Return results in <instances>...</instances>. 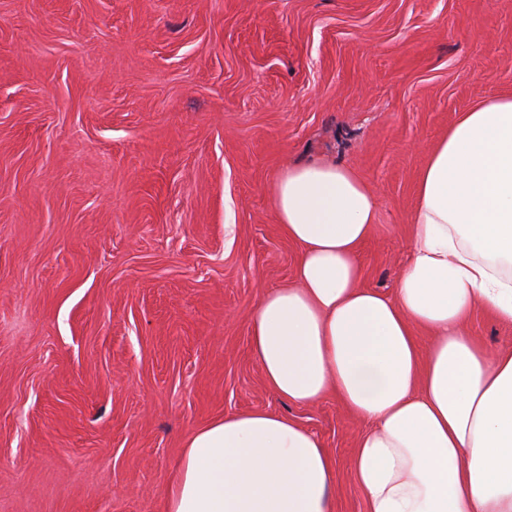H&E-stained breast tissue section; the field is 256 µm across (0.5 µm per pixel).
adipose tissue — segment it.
<instances>
[{"label":"adipose tissue","mask_w":512,"mask_h":512,"mask_svg":"<svg viewBox=\"0 0 512 512\" xmlns=\"http://www.w3.org/2000/svg\"><path fill=\"white\" fill-rule=\"evenodd\" d=\"M272 197L300 253L249 316L267 387L335 395L367 422L349 462L367 512H512V346L488 353L466 329L479 306L512 325V97L459 113L430 150L393 294L361 284L378 200L356 171L291 166ZM335 497L320 439L249 411L195 430L165 512H333Z\"/></svg>","instance_id":"adipose-tissue-1"}]
</instances>
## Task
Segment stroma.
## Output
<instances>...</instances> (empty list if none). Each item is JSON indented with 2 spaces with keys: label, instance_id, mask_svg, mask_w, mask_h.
<instances>
[{
  "label": "stroma",
  "instance_id": "obj_1",
  "mask_svg": "<svg viewBox=\"0 0 512 512\" xmlns=\"http://www.w3.org/2000/svg\"><path fill=\"white\" fill-rule=\"evenodd\" d=\"M499 95L512 0H0V512H163L188 437L252 410L313 431L334 512H366L363 422L280 399L250 349L299 256L272 185L354 168L362 284L393 294L429 147Z\"/></svg>",
  "mask_w": 512,
  "mask_h": 512
}]
</instances>
